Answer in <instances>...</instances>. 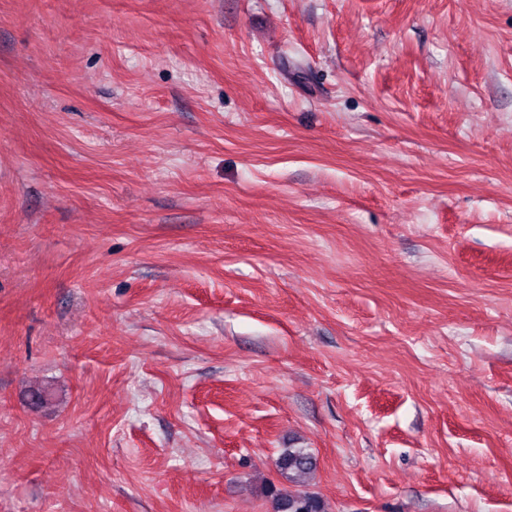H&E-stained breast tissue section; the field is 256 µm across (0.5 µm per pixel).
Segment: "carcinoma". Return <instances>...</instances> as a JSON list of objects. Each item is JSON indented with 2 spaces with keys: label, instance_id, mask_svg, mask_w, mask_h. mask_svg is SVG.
<instances>
[{
  "label": "carcinoma",
  "instance_id": "1",
  "mask_svg": "<svg viewBox=\"0 0 512 512\" xmlns=\"http://www.w3.org/2000/svg\"><path fill=\"white\" fill-rule=\"evenodd\" d=\"M276 466L288 479L290 487L268 490L273 512H325L323 499L306 490L307 479L316 468V460L311 453L304 448H286L278 457Z\"/></svg>",
  "mask_w": 512,
  "mask_h": 512
}]
</instances>
